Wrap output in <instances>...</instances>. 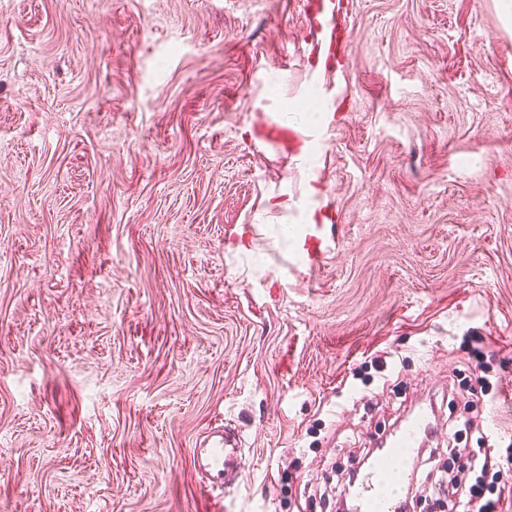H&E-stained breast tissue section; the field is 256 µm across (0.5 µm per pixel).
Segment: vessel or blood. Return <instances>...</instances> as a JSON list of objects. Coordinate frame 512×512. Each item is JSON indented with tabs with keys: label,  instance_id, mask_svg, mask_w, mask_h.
Returning a JSON list of instances; mask_svg holds the SVG:
<instances>
[{
	"label": "vessel or blood",
	"instance_id": "obj_1",
	"mask_svg": "<svg viewBox=\"0 0 512 512\" xmlns=\"http://www.w3.org/2000/svg\"><path fill=\"white\" fill-rule=\"evenodd\" d=\"M307 6L312 10L310 21L317 35L311 53L322 71L333 70L343 57L347 44L341 25L343 0H307ZM314 138V133L303 134L293 128L270 123L264 127L259 141L263 144H301ZM330 243L325 225H306L301 253L309 265H321L327 257ZM434 426L431 408L419 405L398 429L383 438L380 455L371 463L360 466L348 490L357 512H401L402 492L414 478L409 462L419 454ZM191 457L206 476L207 492L226 495L237 489L242 481L245 449L232 429L210 432L198 447L192 448Z\"/></svg>",
	"mask_w": 512,
	"mask_h": 512
}]
</instances>
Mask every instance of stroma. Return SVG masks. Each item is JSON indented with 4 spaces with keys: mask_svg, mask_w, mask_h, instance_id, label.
Listing matches in <instances>:
<instances>
[{
    "mask_svg": "<svg viewBox=\"0 0 512 512\" xmlns=\"http://www.w3.org/2000/svg\"><path fill=\"white\" fill-rule=\"evenodd\" d=\"M347 2L319 76L302 0H0V512H336L418 399L413 512H466L435 486L483 431L512 512V22ZM220 421L228 497L190 457ZM316 136V132L302 134L291 127L270 123L263 128L259 141L261 144L282 143L286 145L288 142L303 144L306 141L314 140ZM327 224H307L302 237L300 253L310 266H320L327 258L328 248L334 238L326 234Z\"/></svg>",
    "mask_w": 512,
    "mask_h": 512,
    "instance_id": "stroma-1",
    "label": "stroma"
}]
</instances>
